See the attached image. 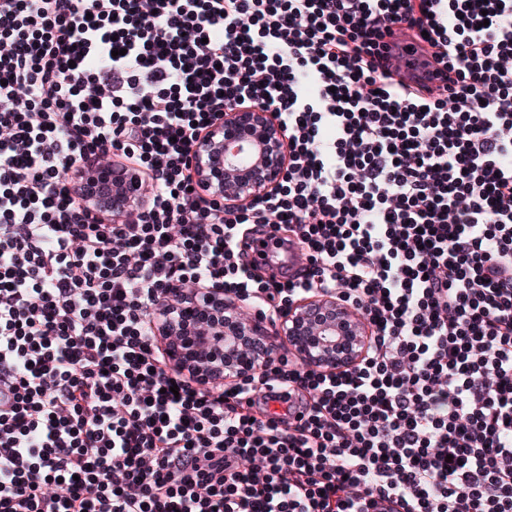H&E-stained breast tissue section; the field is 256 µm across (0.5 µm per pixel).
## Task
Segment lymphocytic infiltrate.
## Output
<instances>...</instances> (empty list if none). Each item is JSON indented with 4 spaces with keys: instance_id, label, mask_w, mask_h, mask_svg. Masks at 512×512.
I'll list each match as a JSON object with an SVG mask.
<instances>
[{
    "instance_id": "lymphocytic-infiltrate-1",
    "label": "lymphocytic infiltrate",
    "mask_w": 512,
    "mask_h": 512,
    "mask_svg": "<svg viewBox=\"0 0 512 512\" xmlns=\"http://www.w3.org/2000/svg\"><path fill=\"white\" fill-rule=\"evenodd\" d=\"M246 104L288 167L227 207L191 149ZM114 160L151 187L117 224L66 183ZM268 226L300 269L244 260ZM174 284L333 293L370 345L213 382L169 348L217 328H152ZM0 385V512H512V0H0Z\"/></svg>"
}]
</instances>
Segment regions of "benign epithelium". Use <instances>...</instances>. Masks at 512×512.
Listing matches in <instances>:
<instances>
[{
    "label": "benign epithelium",
    "mask_w": 512,
    "mask_h": 512,
    "mask_svg": "<svg viewBox=\"0 0 512 512\" xmlns=\"http://www.w3.org/2000/svg\"><path fill=\"white\" fill-rule=\"evenodd\" d=\"M288 164V136L272 113L257 104L224 112L192 148L194 180L210 198L241 206L275 190ZM67 179L82 206L106 222L117 223L145 202L142 175L121 164H81ZM204 305H175L158 310L161 333L182 336L190 312L201 309L224 317V380L262 369L286 338L306 367L344 370L367 350L370 328L351 306L322 294L293 304L276 326L249 319L217 286L203 296Z\"/></svg>",
    "instance_id": "benign-epithelium-1"
}]
</instances>
